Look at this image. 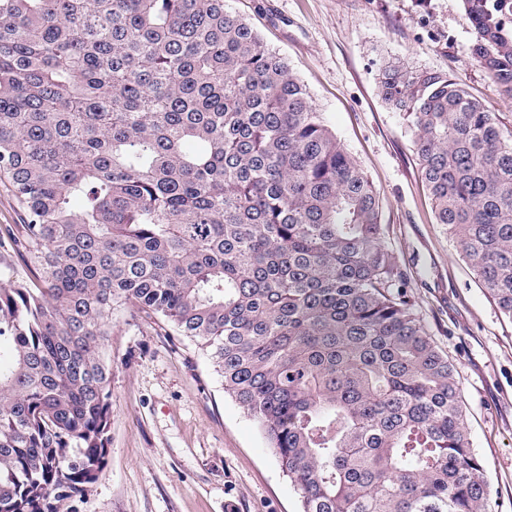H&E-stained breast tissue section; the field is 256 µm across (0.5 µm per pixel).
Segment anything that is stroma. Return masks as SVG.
<instances>
[{
    "instance_id": "obj_1",
    "label": "stroma",
    "mask_w": 512,
    "mask_h": 512,
    "mask_svg": "<svg viewBox=\"0 0 512 512\" xmlns=\"http://www.w3.org/2000/svg\"><path fill=\"white\" fill-rule=\"evenodd\" d=\"M285 57L379 193L405 291L456 369L489 512H512V318L435 220L383 69L443 70L512 131V103L471 54L461 0H227ZM109 452L97 482L60 512H301V498L255 421L207 357L135 314L112 336Z\"/></svg>"
}]
</instances>
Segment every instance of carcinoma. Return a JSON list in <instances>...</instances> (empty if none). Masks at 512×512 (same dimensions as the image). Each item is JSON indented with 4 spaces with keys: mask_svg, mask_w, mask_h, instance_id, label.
I'll list each match as a JSON object with an SVG mask.
<instances>
[{
    "mask_svg": "<svg viewBox=\"0 0 512 512\" xmlns=\"http://www.w3.org/2000/svg\"><path fill=\"white\" fill-rule=\"evenodd\" d=\"M463 5L512 102V0ZM380 93L512 317V133L445 71L389 65ZM0 184L30 270L0 286V512H59L98 479L132 312L208 356L302 512H489L379 194L226 0H0Z\"/></svg>",
    "mask_w": 512,
    "mask_h": 512,
    "instance_id": "1",
    "label": "carcinoma"
}]
</instances>
